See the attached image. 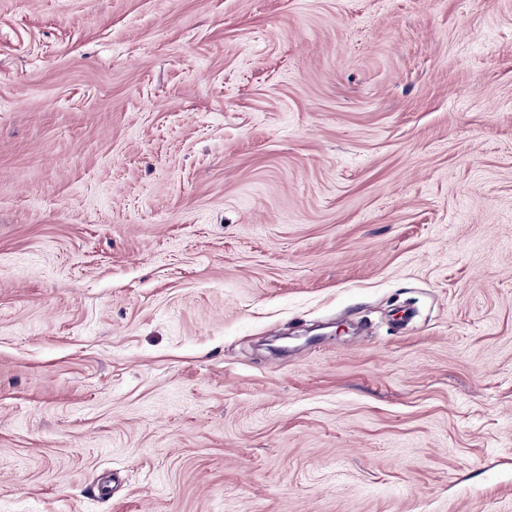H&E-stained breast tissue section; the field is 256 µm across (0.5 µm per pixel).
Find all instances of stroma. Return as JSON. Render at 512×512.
I'll use <instances>...</instances> for the list:
<instances>
[{
  "mask_svg": "<svg viewBox=\"0 0 512 512\" xmlns=\"http://www.w3.org/2000/svg\"><path fill=\"white\" fill-rule=\"evenodd\" d=\"M512 512V0H0V504Z\"/></svg>",
  "mask_w": 512,
  "mask_h": 512,
  "instance_id": "stroma-1",
  "label": "stroma"
}]
</instances>
